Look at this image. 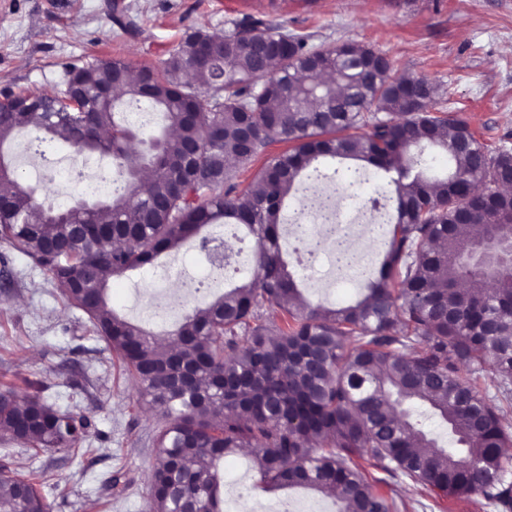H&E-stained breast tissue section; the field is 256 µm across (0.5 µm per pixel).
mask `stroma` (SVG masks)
Returning <instances> with one entry per match:
<instances>
[{
	"instance_id": "35a3bbf8",
	"label": "stroma",
	"mask_w": 512,
	"mask_h": 512,
	"mask_svg": "<svg viewBox=\"0 0 512 512\" xmlns=\"http://www.w3.org/2000/svg\"><path fill=\"white\" fill-rule=\"evenodd\" d=\"M134 32L113 21L109 0H0V101L19 93L63 92L67 71L101 58L132 67L160 66L185 31L223 33L230 23L261 17L283 31L309 36L314 45L351 40L387 53L401 70L426 75L441 88L440 111L467 119L488 148L512 149V0H118ZM9 150L24 177L48 179L49 197L67 207L81 196L85 181L109 176V158L75 154L57 138L38 142L21 131ZM356 184L335 192L330 181H304L284 208L281 233L290 270L303 298L339 306L359 298L369 271L385 249L375 212L377 174L360 169ZM338 195L340 223L357 245V260L338 267L335 249H311L297 234L299 199ZM238 252L237 270L222 286L203 279L207 265L193 243L162 254L153 265L112 277L108 305L153 334L166 336L182 314L205 306L249 273L254 243L237 240L233 226L205 227ZM19 396L41 394L55 408L88 415V451L72 459L65 452L31 457L25 445L0 441V459L21 474L51 469L65 493L47 491L51 512H147L149 478L155 459L153 438L161 422L123 374L107 343L87 316L67 306L61 291L34 260L0 241V389ZM224 512H336L333 496L305 488H273L261 482L248 450L224 459ZM125 476L122 496H112V477Z\"/></svg>"
}]
</instances>
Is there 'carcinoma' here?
<instances>
[{"label":"carcinoma","instance_id":"1","mask_svg":"<svg viewBox=\"0 0 512 512\" xmlns=\"http://www.w3.org/2000/svg\"><path fill=\"white\" fill-rule=\"evenodd\" d=\"M209 40L213 60L194 64ZM125 74L123 95L163 114L170 131L146 158L132 153L144 134L115 121L117 102L91 100L92 122L60 99L34 96L16 109L0 101V145L16 130L63 138L77 152L112 158L119 179L104 200L61 210L36 198L16 168L0 171V240L30 256L59 286L65 303L88 316L164 424L154 440L150 512H223L224 457L254 452L260 480L273 487L335 489L337 512H401L369 476L363 460L409 481L417 494L475 495L512 512V476L502 449L512 444V265L492 281L467 257L478 239L512 240V194L499 180L512 151L490 150L456 116H438L436 83L400 73L383 52L353 41L323 47L277 31L260 18L217 36L185 33L162 67L133 73L120 59L68 70L90 91ZM110 131V137L101 131ZM276 143L248 184L228 165L249 164ZM448 157L443 176L428 158ZM374 167L380 191L371 206L392 211L383 259L364 296L338 308L301 299L280 243V212L320 160ZM153 187L142 196L138 176ZM486 199L471 208V185ZM211 224H232L256 239L248 277L205 307L184 315L162 339L109 309V280L197 238L211 255ZM500 377L498 394L478 385L484 366ZM193 366L196 382L181 384ZM428 406L456 448L411 420ZM91 422L37 396L0 391V435L34 455L64 449L77 456ZM0 512H50L32 477L0 465Z\"/></svg>","mask_w":512,"mask_h":512}]
</instances>
